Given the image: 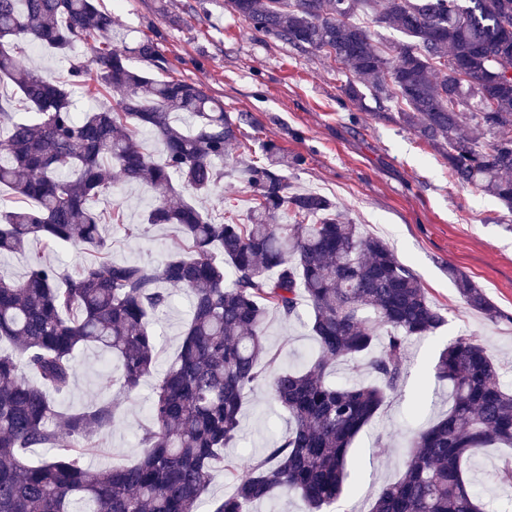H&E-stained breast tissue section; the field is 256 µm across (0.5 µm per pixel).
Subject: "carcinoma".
Segmentation results:
<instances>
[{
	"label": "carcinoma",
	"mask_w": 512,
	"mask_h": 512,
	"mask_svg": "<svg viewBox=\"0 0 512 512\" xmlns=\"http://www.w3.org/2000/svg\"><path fill=\"white\" fill-rule=\"evenodd\" d=\"M258 33L336 61L353 80L348 98L371 92L378 111L396 102L398 119L433 145L452 177L512 211V0H227ZM371 23L406 40L390 57ZM22 44L70 62L66 78L24 68ZM93 51L76 57L77 45ZM162 68L158 43L127 42L96 0H0V81L7 79L34 116L0 103V187L27 206L0 212V256L37 240L46 248L94 253L71 273L34 259L18 279L0 276V512H202L215 473L231 489L209 512H253L279 494L325 512L346 489L348 448L400 385L407 342L436 333L445 317L387 243L336 217V204L290 194L288 159L268 143L242 169L254 205L243 219L212 220L190 200L171 201L173 179L198 197L224 178L218 161L240 145V122L224 102L184 78L160 80L131 65ZM120 98L79 115L72 91L88 84ZM163 145L156 161L140 136ZM148 185V225L174 224L180 243L161 264L117 263L92 202L118 182ZM293 223L279 222L282 212ZM467 307L490 320L498 308L471 278L448 266ZM187 289L191 313L176 359L154 388L141 458L91 468L94 433L112 428L110 400L61 413L50 394L71 389L76 354L98 347L115 356L123 394L136 393L155 365L154 324L171 303L166 286ZM311 311L320 354L304 370L271 369L269 313L289 320ZM366 379L329 380L339 362ZM438 382L453 387L448 414L413 433L400 477L382 486L370 512H484L468 473L473 450L512 448V391L477 338L441 351ZM259 385L288 413V431L267 455H224L239 440L242 400ZM32 448L54 452L28 460ZM495 482L512 490V456Z\"/></svg>",
	"instance_id": "cac0c4a2"
}]
</instances>
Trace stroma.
Masks as SVG:
<instances>
[{"label":"stroma","mask_w":512,"mask_h":512,"mask_svg":"<svg viewBox=\"0 0 512 512\" xmlns=\"http://www.w3.org/2000/svg\"><path fill=\"white\" fill-rule=\"evenodd\" d=\"M98 7L111 13L130 41L156 38L165 73L201 83L223 101L225 112L240 119L243 145L233 149L219 187L202 202L215 219L230 211L245 216L252 201L240 170L260 156L263 143L274 141L294 160L286 173L290 191L318 192L362 232L387 242L445 315L446 324L434 335L409 343L398 391L348 450V490L331 512H368L378 489L401 474L409 434L436 422L452 403L447 385L429 379L448 342L461 336L481 339L499 365L503 384L512 388V213L454 180L442 156L405 129L396 110L377 111L371 99L353 106L344 93L347 78L333 59L253 31L225 0H99ZM153 201L149 187L119 184L95 202L98 212H121L134 228L130 235L107 228L112 260L155 266L167 257L179 232L172 225L144 224ZM38 256L72 270L89 258L84 250L52 252L34 242L25 252L0 258V271L22 276ZM452 265L483 288L502 311L501 319L489 321L463 303L448 277ZM171 294L156 326V369L136 393L120 395L115 367L104 365L103 352L87 350L77 356L70 392L55 401L65 412L116 399V422L96 434L99 450L90 464L132 463L142 455L138 433L149 423L153 388L176 356L190 315L187 291L175 287ZM308 318L305 307L288 321L269 316L266 340L281 364L304 365L316 352ZM287 427V415L267 389L256 387L242 401L241 437L227 454L262 458ZM498 463V450L476 449L471 476L487 512H512V495L493 478Z\"/></svg>","instance_id":"35a3bbf8"}]
</instances>
